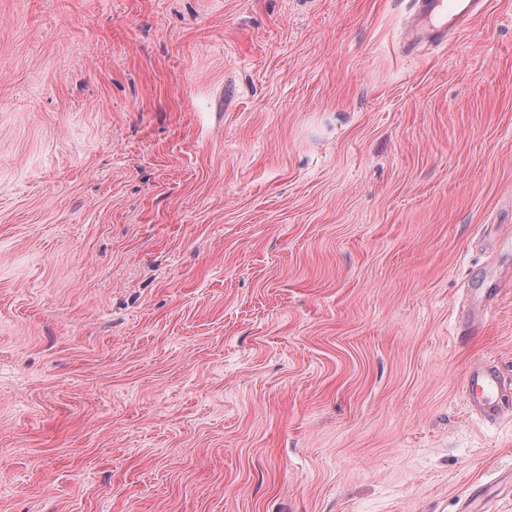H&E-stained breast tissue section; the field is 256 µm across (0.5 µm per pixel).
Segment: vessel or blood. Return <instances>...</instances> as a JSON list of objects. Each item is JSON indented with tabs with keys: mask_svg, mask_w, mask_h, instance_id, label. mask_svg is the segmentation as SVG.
<instances>
[{
	"mask_svg": "<svg viewBox=\"0 0 512 512\" xmlns=\"http://www.w3.org/2000/svg\"><path fill=\"white\" fill-rule=\"evenodd\" d=\"M486 7L487 0H413L408 50L443 45L449 34L465 31ZM505 389L506 379L499 368L480 364L470 368L463 394L472 412L493 421L503 411Z\"/></svg>",
	"mask_w": 512,
	"mask_h": 512,
	"instance_id": "obj_1",
	"label": "vessel or blood"
}]
</instances>
